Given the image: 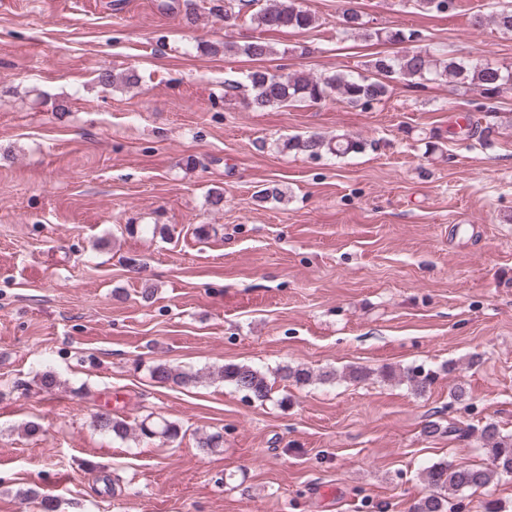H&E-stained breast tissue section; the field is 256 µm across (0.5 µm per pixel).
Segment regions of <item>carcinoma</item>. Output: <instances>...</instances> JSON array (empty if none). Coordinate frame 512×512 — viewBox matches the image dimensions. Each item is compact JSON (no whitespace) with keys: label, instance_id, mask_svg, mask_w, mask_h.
<instances>
[{"label":"carcinoma","instance_id":"1","mask_svg":"<svg viewBox=\"0 0 512 512\" xmlns=\"http://www.w3.org/2000/svg\"><path fill=\"white\" fill-rule=\"evenodd\" d=\"M259 0H224V17L238 18L240 11ZM421 11L443 12L456 7V0H411ZM252 20L257 27L266 31L282 28L309 30L317 22L315 14L303 8L300 0H265L254 13ZM492 22L496 28L512 35V0H506L489 15L475 13L471 24L475 28ZM339 31L342 34H356L366 40L385 39L391 43H412L405 54L400 56H376L366 64V73L338 70L332 74L313 75L303 69L293 72L276 73L267 69H256L247 74L252 89L248 106L253 109L291 105L306 101L317 102L336 95L352 105H370L381 101L389 92L390 83L400 79L411 84L423 81H444L465 90L479 92L487 101L499 99L503 93L512 90V64L478 63L471 60L450 58L428 45L420 46L421 35L415 30L393 28L389 30L369 28L356 12L342 10L339 16ZM208 52L217 55L243 54L253 60L263 61L274 54L273 48L257 38L243 45L231 42L212 44ZM98 81L106 86L123 84L133 86L138 79L134 72L114 74L108 69L98 73ZM364 143L348 137L336 136L330 139L313 133L306 137L293 136L283 142V148L306 152L318 157L330 154L342 157L362 150ZM278 374L285 381L307 385L315 380L330 382L336 373L325 371L317 376L305 368L283 366ZM151 375L160 383L188 386L199 382V373L178 371L165 364L151 369ZM217 376L234 387L244 396L259 402L271 398L272 386L261 371L246 365L230 363L220 367ZM406 379L412 389L425 393L433 384V377L417 368L406 371ZM93 426L100 432L121 440L130 434L140 439L156 440L164 446L175 441L180 435L179 426L168 420H152L147 415L136 427L124 419L105 414H96ZM479 441L488 463L477 466L448 461L436 462L424 470V481L428 494L412 506V512H451L450 500L468 490L487 488L504 476L512 475V434L503 432L498 425L488 423L480 431ZM196 447L216 452L224 447L221 433H201L195 437ZM38 502L41 512H57L56 499L35 491L23 493L22 500Z\"/></svg>","mask_w":512,"mask_h":512}]
</instances>
